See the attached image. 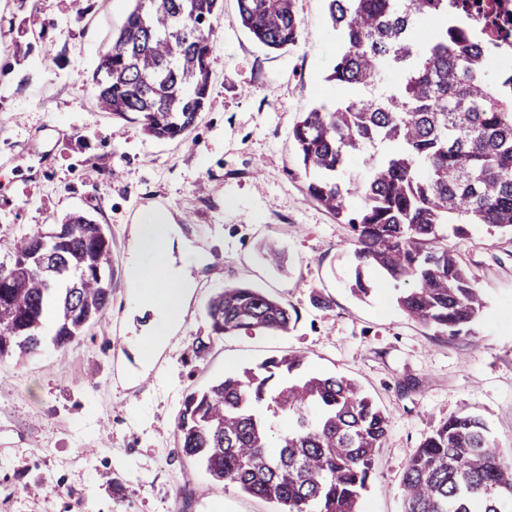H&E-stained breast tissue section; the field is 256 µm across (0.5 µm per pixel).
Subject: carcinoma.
<instances>
[{
    "instance_id": "1",
    "label": "carcinoma",
    "mask_w": 512,
    "mask_h": 512,
    "mask_svg": "<svg viewBox=\"0 0 512 512\" xmlns=\"http://www.w3.org/2000/svg\"><path fill=\"white\" fill-rule=\"evenodd\" d=\"M134 2L99 57L93 93L102 111L135 118L148 135L185 139L207 102L222 0ZM327 2L339 38L327 81L345 95L292 129L307 191L355 234L354 294L371 292L363 270L376 269L412 283L396 298L409 318L472 336L484 293L447 240L472 224L512 237V74L489 82L479 65L496 36L456 27L453 0ZM237 3L263 45L301 41L295 0ZM356 159L366 172L351 179ZM114 274L112 237L85 214L15 240L0 261V362L73 343L104 318ZM206 313L217 338L297 322L285 304L240 286ZM278 416L288 418L279 434ZM388 425L353 379L310 373L295 352L189 391L176 449L276 512H360ZM401 487L403 512H507L512 458L478 415H452L420 443Z\"/></svg>"
}]
</instances>
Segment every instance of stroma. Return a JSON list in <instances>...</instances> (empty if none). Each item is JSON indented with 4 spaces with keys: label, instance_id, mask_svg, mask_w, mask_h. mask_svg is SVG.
<instances>
[{
    "label": "stroma",
    "instance_id": "stroma-1",
    "mask_svg": "<svg viewBox=\"0 0 512 512\" xmlns=\"http://www.w3.org/2000/svg\"><path fill=\"white\" fill-rule=\"evenodd\" d=\"M130 0H0V259L13 238L89 214L112 235L116 284L103 320L65 348L0 362V512H272L176 450L183 397L291 351L311 372L355 379L390 423L360 512H403L400 481L431 430L466 410L512 453V242L474 225L449 238L487 305L471 336L409 319L393 281L350 290L354 235L306 193L291 139L304 112L333 103L338 42L324 0H297L303 40L272 50L224 0L206 106L184 140L99 111L91 77ZM155 210L206 256L183 323L143 365L133 310L131 226ZM284 256L267 262L268 248ZM241 284L294 308L284 334L207 337L209 299Z\"/></svg>",
    "mask_w": 512,
    "mask_h": 512
}]
</instances>
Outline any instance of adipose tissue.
Returning <instances> with one entry per match:
<instances>
[{"label":"adipose tissue","mask_w":512,"mask_h":512,"mask_svg":"<svg viewBox=\"0 0 512 512\" xmlns=\"http://www.w3.org/2000/svg\"><path fill=\"white\" fill-rule=\"evenodd\" d=\"M149 258L155 259V268H146ZM201 260L195 248L180 241L178 228L162 215L136 224L129 280L135 307L154 314L151 328L139 345L145 362L155 359L168 342L171 329L182 321L195 287L190 271Z\"/></svg>","instance_id":"adipose-tissue-1"}]
</instances>
